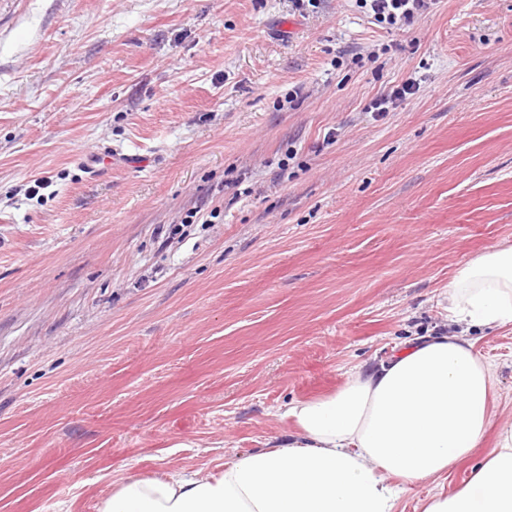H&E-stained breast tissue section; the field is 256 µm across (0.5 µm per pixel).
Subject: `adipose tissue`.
<instances>
[{
    "mask_svg": "<svg viewBox=\"0 0 512 512\" xmlns=\"http://www.w3.org/2000/svg\"><path fill=\"white\" fill-rule=\"evenodd\" d=\"M458 330L418 338L350 372L335 394L288 403L297 434L226 461L116 484L97 512H396L400 496L477 448L496 372L463 327L512 326V245L463 263L448 284ZM422 512H512V425L469 480Z\"/></svg>",
    "mask_w": 512,
    "mask_h": 512,
    "instance_id": "1",
    "label": "adipose tissue"
}]
</instances>
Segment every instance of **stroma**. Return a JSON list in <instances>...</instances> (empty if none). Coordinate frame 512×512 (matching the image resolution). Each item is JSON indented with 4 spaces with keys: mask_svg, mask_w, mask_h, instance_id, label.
Masks as SVG:
<instances>
[{
    "mask_svg": "<svg viewBox=\"0 0 512 512\" xmlns=\"http://www.w3.org/2000/svg\"><path fill=\"white\" fill-rule=\"evenodd\" d=\"M105 147L146 163L91 172ZM507 242L512 0L401 31L359 0H0V512H96L121 478L267 448ZM471 337L492 423L398 512L512 424V326ZM417 90L418 87L413 82H404L401 85L392 86L386 93L373 100L370 105L371 112H377L379 115L391 112L408 96L414 95Z\"/></svg>",
    "mask_w": 512,
    "mask_h": 512,
    "instance_id": "1",
    "label": "stroma"
}]
</instances>
